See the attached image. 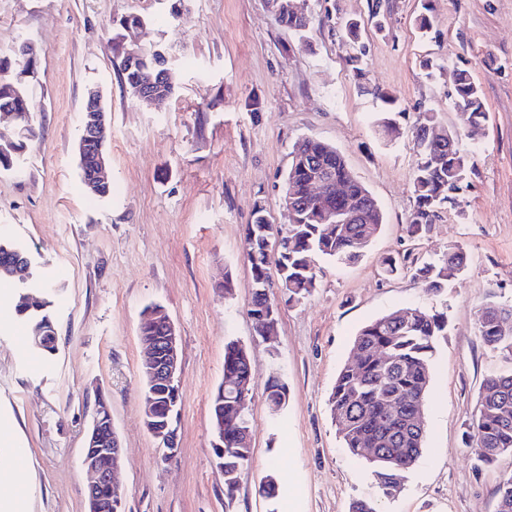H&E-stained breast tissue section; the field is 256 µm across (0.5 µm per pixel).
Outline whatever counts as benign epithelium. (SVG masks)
<instances>
[{
	"label": "benign epithelium",
	"mask_w": 512,
	"mask_h": 512,
	"mask_svg": "<svg viewBox=\"0 0 512 512\" xmlns=\"http://www.w3.org/2000/svg\"><path fill=\"white\" fill-rule=\"evenodd\" d=\"M111 135L109 113L98 91L89 92L83 111L82 133L78 142V165L88 172L83 177L86 188L94 192L97 182L105 179L107 162L105 143ZM335 197L342 200V186L327 172L317 175L311 185L308 200L322 204ZM363 206L352 200H343L342 207L334 212L336 223L348 224L361 214ZM141 320H152L161 329L159 336H143L141 343L146 353L142 375L146 380L143 396L145 401V425L161 446L175 448L177 427L169 411L160 401L159 387H170L177 380L180 370L178 335L174 323L157 305L145 310ZM122 448L112 421V411L104 400H99L92 425L86 435L83 465L88 473L86 486L87 512H112L113 500L120 499L115 486V474L120 467Z\"/></svg>",
	"instance_id": "7a95c632"
}]
</instances>
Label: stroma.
Here are the masks:
<instances>
[{
  "mask_svg": "<svg viewBox=\"0 0 512 512\" xmlns=\"http://www.w3.org/2000/svg\"><path fill=\"white\" fill-rule=\"evenodd\" d=\"M380 15L372 17L371 4ZM308 43L264 0H0V48H41L28 84L40 131L12 169H0V240L24 248L42 284L58 349L26 344L21 323L0 321V427L26 449L18 512H86L81 460L98 398L112 408L124 451L117 475L125 512H496L512 454L477 466L465 433L481 384L512 361L488 349L476 321L488 305L512 306V0H301ZM427 14L429 32L416 18ZM364 21V78L347 63L340 31ZM141 16L139 42L172 61L176 95L159 111L138 103L119 76V21ZM480 86L489 120L463 134L475 170L455 207L422 238L410 237L411 131L420 113L457 126L454 81ZM111 114V193L86 194L77 142L88 86ZM391 96L401 133L379 134ZM332 144L372 192L385 222L352 264L316 259L318 285L282 307L275 331L256 336L249 314L245 230L255 201L287 224L284 178L294 144ZM463 247L458 280L429 291L407 271L386 275L396 253L437 259ZM235 288L225 294V272ZM162 305L179 336L178 451L169 463L143 420V309ZM402 307L448 317L431 360L425 448L391 496L375 466L343 446L328 396L356 332ZM243 343L258 373L249 405L251 459L232 505L213 455L210 397L224 381V343ZM276 377L288 405L272 417L264 388ZM276 474L279 494L258 493Z\"/></svg>",
  "mask_w": 512,
  "mask_h": 512,
  "instance_id": "stroma-1",
  "label": "stroma"
}]
</instances>
